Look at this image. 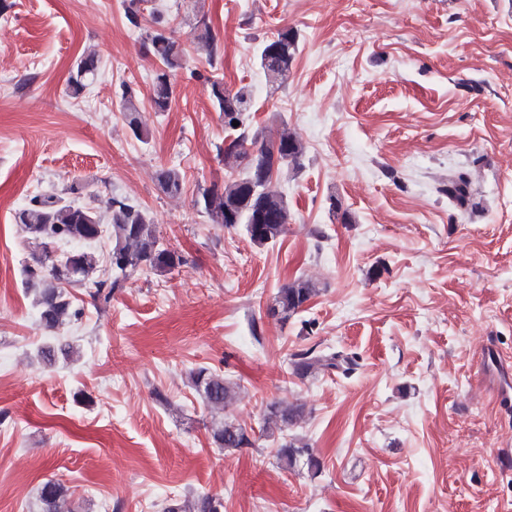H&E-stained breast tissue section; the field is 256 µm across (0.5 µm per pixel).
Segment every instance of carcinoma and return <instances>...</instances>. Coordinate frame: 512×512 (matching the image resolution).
<instances>
[{"label": "carcinoma", "instance_id": "carcinoma-1", "mask_svg": "<svg viewBox=\"0 0 512 512\" xmlns=\"http://www.w3.org/2000/svg\"><path fill=\"white\" fill-rule=\"evenodd\" d=\"M152 53L159 63L155 76L153 106L158 112L169 109L172 101V79L184 69L191 59L190 53L205 55L206 62L213 64L217 43L204 18L196 20L191 28L190 46L186 50L176 40L173 31L165 28H147ZM298 51L297 32L288 27L277 30L260 46L259 64L269 81L282 87L288 81L292 61ZM99 60L88 54L74 66L68 79V89L74 96L80 95L98 73ZM215 107L224 118V128L233 138L224 142L220 152L224 165L237 171L224 181L223 191L200 188L195 204L208 215L212 223L234 228L239 224L251 241L257 245L274 243L285 233L291 215L286 195L270 190L273 179L296 171L301 167L305 154L303 142L288 128H281L273 139L259 140L248 130L247 112L251 110V94L242 86L233 91L224 86V80L207 76ZM120 112L127 126L138 138L144 135L139 107L131 88H123ZM239 125H233V122ZM157 181L162 192L176 196L183 192L184 174L177 168H162ZM448 200L459 207L469 205L470 180L466 173L457 172L448 177V185L442 188ZM111 212L112 248L109 253L116 276L108 279L95 277L97 261L91 252H74L61 258L54 255L51 246L59 242L87 243L99 239L103 225L98 213L87 206L64 198L57 193H39L13 216L28 244L34 246L33 264L24 269L27 288L34 291L41 326L48 331L58 330L79 316L74 308L69 289L85 288L96 302L109 303L114 290L123 287L126 277L138 270H150L164 274L184 263L176 250L160 243L156 224L149 213L131 204L122 196L109 201ZM319 292L315 282L298 278L282 286L274 298L270 313L286 322ZM72 344L47 345L40 349L41 361L52 366L59 358L73 357ZM292 372L298 377L331 374L354 370L355 360L340 351L314 349L292 354ZM189 383L199 394L204 405L212 411H224L237 398L240 384L223 374L206 367L193 369ZM304 412L299 404L274 401L264 413V429L268 436L282 435L276 448L278 464L294 468L305 461L309 469L317 471L320 463L308 444L297 438L289 439L285 432L294 425ZM212 442L226 451L253 446L250 434L241 425L226 418L211 427ZM41 512H73L64 487L54 481L44 482L39 489ZM223 500L217 495L203 494L197 498L193 512H223Z\"/></svg>", "mask_w": 512, "mask_h": 512}]
</instances>
